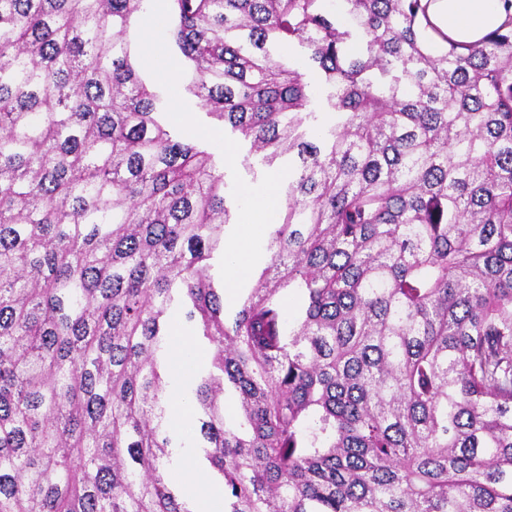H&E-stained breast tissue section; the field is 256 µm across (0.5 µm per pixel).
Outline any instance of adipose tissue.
<instances>
[{"mask_svg":"<svg viewBox=\"0 0 512 512\" xmlns=\"http://www.w3.org/2000/svg\"><path fill=\"white\" fill-rule=\"evenodd\" d=\"M429 17L449 40L469 44L489 32L512 23V7L506 0H431ZM276 198L273 193L257 196L244 220V231L224 255V270L237 279L257 255L267 224L274 216Z\"/></svg>","mask_w":512,"mask_h":512,"instance_id":"ef3b65f1","label":"adipose tissue"}]
</instances>
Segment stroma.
I'll list each match as a JSON object with an SVG mask.
<instances>
[{"mask_svg": "<svg viewBox=\"0 0 512 512\" xmlns=\"http://www.w3.org/2000/svg\"><path fill=\"white\" fill-rule=\"evenodd\" d=\"M167 5L168 0H150L140 21L152 25L155 42L153 46H146L142 31H135L133 52L149 84L169 99V106L161 116L166 128L181 139L206 146L223 169L227 183L225 193L232 208L228 237L233 240L243 229L247 211L246 206L240 203L241 196L254 195L266 189L279 169L275 166L264 168L261 177L255 179L244 170L238 159H226L225 146L240 148L241 139L225 130L223 122L209 115L196 97L184 91L185 78L166 34Z\"/></svg>", "mask_w": 512, "mask_h": 512, "instance_id": "1", "label": "stroma"}]
</instances>
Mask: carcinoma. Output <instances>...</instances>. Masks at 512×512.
Segmentation results:
<instances>
[{
  "instance_id": "obj_1",
  "label": "carcinoma",
  "mask_w": 512,
  "mask_h": 512,
  "mask_svg": "<svg viewBox=\"0 0 512 512\" xmlns=\"http://www.w3.org/2000/svg\"><path fill=\"white\" fill-rule=\"evenodd\" d=\"M339 2L168 0L241 165L288 157L227 321L224 173L159 121L147 0H0V512H196L179 309L224 512H512V28L460 51L424 0ZM181 467V470H180ZM171 479L173 482L178 484L185 497L193 500L196 504L200 512H205L201 510H209L204 507L199 501H197L191 492L189 491L187 485L183 481L185 479L190 487L194 495L201 500L203 503H209L219 497L218 493L211 489L209 484L205 481V476L200 474L190 463V461L186 460L182 466H173L171 467ZM180 470V471H179ZM178 471L182 478L179 476Z\"/></svg>"
}]
</instances>
